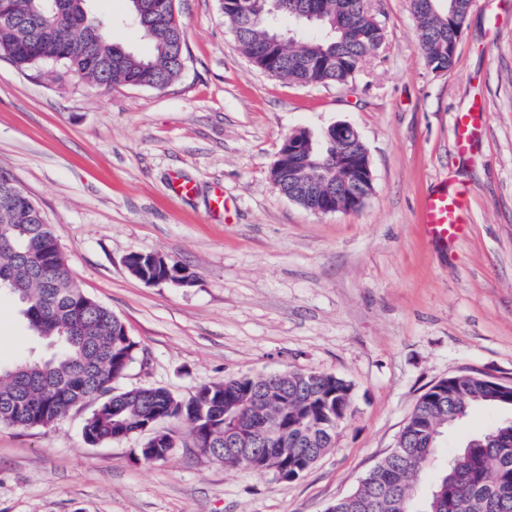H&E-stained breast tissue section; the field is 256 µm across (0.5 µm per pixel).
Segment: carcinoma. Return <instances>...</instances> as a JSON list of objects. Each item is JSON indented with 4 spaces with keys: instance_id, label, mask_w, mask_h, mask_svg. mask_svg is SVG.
<instances>
[{
    "instance_id": "carcinoma-1",
    "label": "carcinoma",
    "mask_w": 512,
    "mask_h": 512,
    "mask_svg": "<svg viewBox=\"0 0 512 512\" xmlns=\"http://www.w3.org/2000/svg\"><path fill=\"white\" fill-rule=\"evenodd\" d=\"M66 9L50 14L43 0H0V56L21 70L34 69L61 81L69 76L90 87L130 86L162 89L185 64V30L175 18V4L163 0H129L131 24L152 43L138 56L96 23H82L88 0H64ZM224 22L256 67L268 75L299 85L344 86L361 60L381 44L384 31L364 0H219ZM438 14L410 0L420 22L419 42L427 65L451 68L448 43L470 0H443ZM298 139L310 144V170L302 180L284 183L289 199L308 208L305 184L328 179L336 171V144L306 131ZM17 187L0 171V293L20 306L28 330L59 350L49 359L0 364V420L17 428L48 427L92 398L101 403L85 420L86 441L145 436L139 460L166 459L179 447L178 437L155 440L151 430L160 421L189 425L196 448L226 466H243L224 451V432L236 429L257 441L251 471L276 473L289 466L296 479L332 447L342 423L353 414L351 383L332 374L288 371V379L241 375L198 388L188 399L164 388L120 390L117 383L137 359L139 343L110 308L87 294L73 279L68 261L54 243L35 202L21 207L6 202ZM33 382L25 393L31 406L15 405L17 376ZM269 385L282 394L261 401L255 390ZM505 391L492 388L474 374L453 375L439 391L421 395L402 428L395 448L350 494L336 499L329 512H512V422L502 421L469 438L417 494L426 466L437 461L448 428L475 408L505 409Z\"/></svg>"
}]
</instances>
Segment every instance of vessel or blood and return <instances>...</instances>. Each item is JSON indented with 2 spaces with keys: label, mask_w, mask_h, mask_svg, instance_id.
Listing matches in <instances>:
<instances>
[{
  "label": "vessel or blood",
  "mask_w": 512,
  "mask_h": 512,
  "mask_svg": "<svg viewBox=\"0 0 512 512\" xmlns=\"http://www.w3.org/2000/svg\"><path fill=\"white\" fill-rule=\"evenodd\" d=\"M484 115L482 104L476 103L455 120V145L465 151L470 145ZM470 194L468 186L456 184L429 194L420 213V222L432 242L447 247L463 237L468 228Z\"/></svg>",
  "instance_id": "1"
}]
</instances>
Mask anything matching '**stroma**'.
<instances>
[{
	"instance_id": "35a3bbf8",
	"label": "stroma",
	"mask_w": 512,
	"mask_h": 512,
	"mask_svg": "<svg viewBox=\"0 0 512 512\" xmlns=\"http://www.w3.org/2000/svg\"><path fill=\"white\" fill-rule=\"evenodd\" d=\"M379 48L345 86L272 77L242 53L218 0H177L185 66L162 89L92 88L0 60V170L52 224L77 283L111 308L142 353L120 385L187 398L228 377L315 370L351 382L354 413L303 476L282 481L185 445L136 458L144 438L88 444L91 406L48 427L0 425V512H327L394 448L419 396L477 372L512 382V0H471L452 68L424 62L410 0H370ZM140 55L127 0H91ZM485 121L466 154L455 116ZM351 124L373 191L357 211L316 214L279 194L284 138ZM196 191L177 199L172 176ZM472 193L466 236L446 248L419 223L443 182ZM223 186L227 218L214 216ZM158 252L192 279L145 283L124 258ZM19 305L0 296V362L46 358ZM512 417L474 409L443 439L452 454Z\"/></svg>"
}]
</instances>
